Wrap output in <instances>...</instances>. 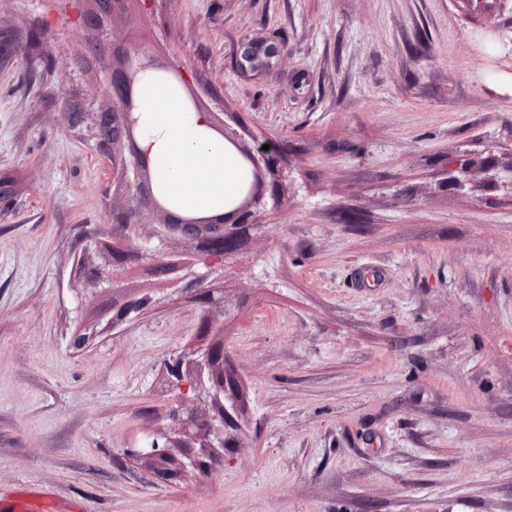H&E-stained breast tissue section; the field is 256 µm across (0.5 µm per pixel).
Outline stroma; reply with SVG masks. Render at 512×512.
<instances>
[{
    "instance_id": "stroma-1",
    "label": "stroma",
    "mask_w": 512,
    "mask_h": 512,
    "mask_svg": "<svg viewBox=\"0 0 512 512\" xmlns=\"http://www.w3.org/2000/svg\"><path fill=\"white\" fill-rule=\"evenodd\" d=\"M71 0H0V512H512V7L500 0H155L114 21L276 152L261 224L193 293L148 261L88 290L127 203ZM275 42L242 69V41ZM470 165L450 181L448 161ZM145 250L196 240L141 213ZM147 309L126 313L130 299ZM223 343L222 463L163 480L166 364ZM170 448H176L171 440L166 439L165 442H161L154 434H149L140 447L130 449V454L138 458L150 460L155 464L158 473L172 480L181 477V472L188 467L195 466L197 461L193 456L189 455L186 457V461L183 462L181 468H169ZM16 510L19 512H77L78 509L62 508L49 497L32 494L18 500Z\"/></svg>"
}]
</instances>
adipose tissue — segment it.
I'll list each match as a JSON object with an SVG mask.
<instances>
[{"mask_svg":"<svg viewBox=\"0 0 512 512\" xmlns=\"http://www.w3.org/2000/svg\"><path fill=\"white\" fill-rule=\"evenodd\" d=\"M143 117L151 130L145 141L156 161L164 193L179 214H217L241 194L243 170L222 139L209 136L203 114L189 111L167 84H150Z\"/></svg>","mask_w":512,"mask_h":512,"instance_id":"obj_1","label":"adipose tissue"}]
</instances>
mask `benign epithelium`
Listing matches in <instances>:
<instances>
[{"mask_svg": "<svg viewBox=\"0 0 512 512\" xmlns=\"http://www.w3.org/2000/svg\"><path fill=\"white\" fill-rule=\"evenodd\" d=\"M74 2L79 4L77 10L79 27L87 34L95 32L105 20L121 15L125 10V0H74ZM87 49L93 55L103 59L105 92L111 102L119 103L117 107L112 106L107 111L98 113L97 130L112 129V139L106 140L100 136L99 144L104 148L118 142L127 145L129 159L114 158L112 166L113 170L120 175L124 189L136 198L144 186L142 158L148 154V151L138 142L128 138L129 129L137 121L131 106L134 93L133 77L149 69H168L179 76L183 75V72L171 64L160 62L147 55L142 46L133 42L114 41L112 46L108 47L91 41L87 44ZM279 53L280 47L274 43L258 44L250 41L243 47L242 60L250 69L258 70L268 66V60L278 56ZM209 118L211 125L224 132V141L234 145L253 166L256 179L250 193L234 210L224 215V221L210 226L208 230L200 225L172 224L167 212L161 206L154 203L147 205V209L160 214L161 224L165 229L198 239L200 248L193 258L173 261L160 256L155 258L154 262L156 271L166 280L177 282L183 278L191 281L196 286V296L200 298L206 295L202 286L211 276L222 271V268L215 266L212 260L223 259L233 250L240 230L257 226V206L261 204L267 190L265 176L270 171L271 165L268 152L245 146L239 135L227 132L224 122L218 120L215 114H209ZM140 212L141 209L133 208L114 217L116 223L126 225L128 240L140 224ZM142 257V252L129 244L112 246V259L115 264L131 260L139 261ZM200 264L204 265L202 271L196 270V266ZM168 373L173 378L174 386L179 390L169 417L180 427L194 430L201 439L200 447H224V346L207 348L193 359L178 356L169 363ZM202 389L207 391L214 402V412L204 416L184 415L182 406L188 395ZM172 447L174 444L171 440L162 442L158 437L150 434L140 447L130 449V454L153 462L158 473L172 480L180 477L182 470L197 464L196 459L189 455L180 468H170Z\"/></svg>", "mask_w": 512, "mask_h": 512, "instance_id": "obj_1", "label": "benign epithelium"}]
</instances>
